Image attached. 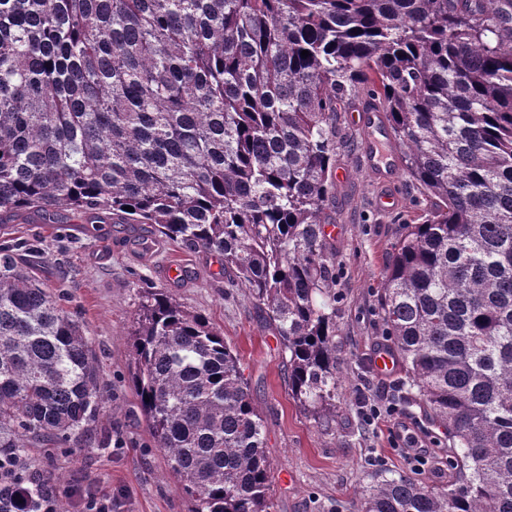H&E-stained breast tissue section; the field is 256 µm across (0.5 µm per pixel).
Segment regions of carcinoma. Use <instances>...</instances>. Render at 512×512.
<instances>
[{
  "label": "carcinoma",
  "instance_id": "carcinoma-1",
  "mask_svg": "<svg viewBox=\"0 0 512 512\" xmlns=\"http://www.w3.org/2000/svg\"><path fill=\"white\" fill-rule=\"evenodd\" d=\"M359 91L434 199L379 303L401 399L446 427L458 474L380 475L360 512H512V0H0V216L110 211L221 256L288 354V395L326 426L324 206L338 105ZM132 339L190 512H273L263 420L221 332L150 288ZM104 403L79 321L1 254L0 512H39L52 477L22 475L26 449L82 439Z\"/></svg>",
  "mask_w": 512,
  "mask_h": 512
}]
</instances>
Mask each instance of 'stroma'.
Listing matches in <instances>:
<instances>
[{"label": "stroma", "instance_id": "stroma-1", "mask_svg": "<svg viewBox=\"0 0 512 512\" xmlns=\"http://www.w3.org/2000/svg\"><path fill=\"white\" fill-rule=\"evenodd\" d=\"M364 94L347 99L336 115L338 182L325 205L327 223L339 234L328 241L336 258V349L341 385L336 419L317 424L288 394L287 356L264 314L246 289L216 276L212 254L187 248L149 224H126L101 214L89 220L67 210L23 214L0 220V247L44 285L61 290L98 356L100 384L108 395L98 420L77 444L30 448L29 462L58 479L56 494L68 512H82L86 494L112 500V512H188L189 503L163 454L154 447L138 398L128 384L130 333L146 288H167L188 309L206 315L241 360L263 416L265 454L273 474L274 512H355L363 487L380 473L404 472L440 490L448 471V435L430 408L418 401L395 405L392 395L402 369L378 374L372 357L386 344L379 284L392 260L404 223L415 222L429 200L421 187L400 175L398 209L384 212L368 172L362 133L351 112L366 106ZM187 268L179 283L167 284L163 270ZM379 409L365 421L362 395ZM428 448L425 464L405 454L407 434ZM111 445H98L102 435Z\"/></svg>", "mask_w": 512, "mask_h": 512}]
</instances>
